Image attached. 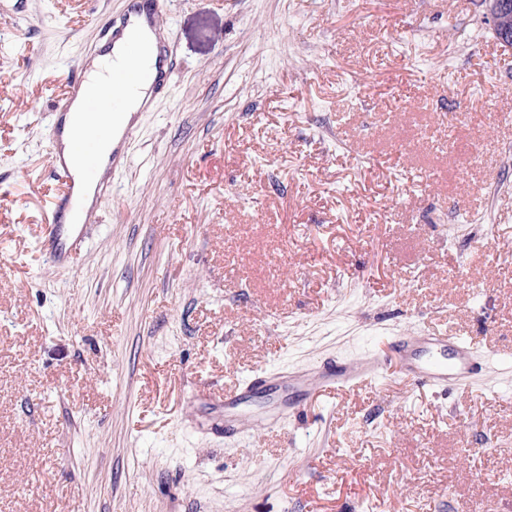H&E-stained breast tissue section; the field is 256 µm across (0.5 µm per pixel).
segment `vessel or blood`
I'll use <instances>...</instances> for the list:
<instances>
[{
  "label": "vessel or blood",
  "mask_w": 512,
  "mask_h": 512,
  "mask_svg": "<svg viewBox=\"0 0 512 512\" xmlns=\"http://www.w3.org/2000/svg\"><path fill=\"white\" fill-rule=\"evenodd\" d=\"M167 0H130L127 12L118 25L112 28L113 39L119 40V64L112 67L113 92H98L96 105L104 110H115L142 83H150L155 92H163L169 80L170 39L158 37L157 22L164 14ZM153 33V41H146V33ZM84 63H77L73 75L51 113L48 127L50 147H57L62 135L64 118L73 101L83 89ZM136 125H128L121 136L122 144L112 151L111 170L116 173L130 164L131 157L125 148L136 135ZM111 135L108 125L83 127L70 135L74 154L89 160L93 147ZM53 169L62 179L65 189L58 195L48 213L49 230L40 242L46 258L54 264L70 262L76 248L71 225L65 224L66 214H81L82 204L75 191L78 177L63 163H54ZM390 348L398 359L400 374L415 384L436 389L464 388L470 379L499 360L497 352L477 349L468 339L445 332H407L394 337ZM385 369L383 359L376 354L358 362L318 363L305 370L260 371L242 384L241 388L224 395L225 409H233L243 399L244 393L266 387H284L289 394L309 397L325 390H340L370 381Z\"/></svg>",
  "instance_id": "obj_1"
}]
</instances>
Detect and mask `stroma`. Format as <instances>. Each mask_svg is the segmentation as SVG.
<instances>
[{
    "label": "stroma",
    "instance_id": "1",
    "mask_svg": "<svg viewBox=\"0 0 512 512\" xmlns=\"http://www.w3.org/2000/svg\"><path fill=\"white\" fill-rule=\"evenodd\" d=\"M126 0H0V512H512V365L279 404L424 329L512 356V53L481 0H171L174 77L84 225L47 123ZM420 287H412L413 273ZM385 370V362L373 353L353 363L336 360L335 362L316 363L309 369L292 371L261 370L237 389L225 392L224 410L236 407L245 392H254L266 387L288 388V395L298 394L309 397L325 390L350 388L359 383L371 381Z\"/></svg>",
    "mask_w": 512,
    "mask_h": 512
}]
</instances>
